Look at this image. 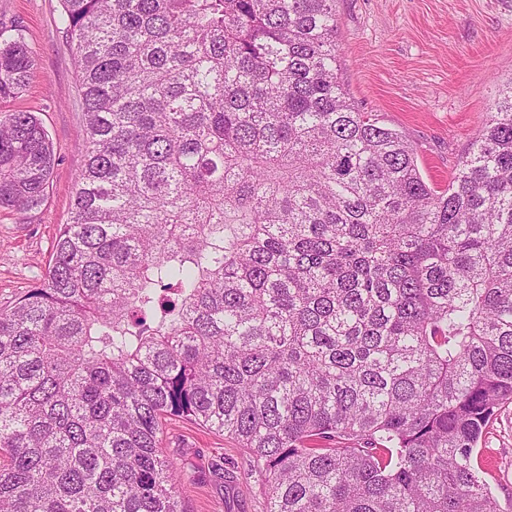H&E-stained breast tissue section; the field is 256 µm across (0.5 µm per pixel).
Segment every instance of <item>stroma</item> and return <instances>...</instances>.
I'll use <instances>...</instances> for the list:
<instances>
[{"label":"stroma","instance_id":"35a3bbf8","mask_svg":"<svg viewBox=\"0 0 512 512\" xmlns=\"http://www.w3.org/2000/svg\"><path fill=\"white\" fill-rule=\"evenodd\" d=\"M60 0H0V42L23 37L33 59L25 89L0 113H35L56 164L35 209H0V309L43 280L85 161L77 64ZM337 61L351 100L412 144L424 180L446 187L512 80V0H336ZM165 445L191 463L180 493L190 512H265L270 484L233 438L191 420L170 421ZM502 512H512V403L474 451ZM223 461V475L211 464Z\"/></svg>","mask_w":512,"mask_h":512}]
</instances>
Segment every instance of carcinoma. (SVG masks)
I'll use <instances>...</instances> for the list:
<instances>
[{"label":"carcinoma","mask_w":512,"mask_h":512,"mask_svg":"<svg viewBox=\"0 0 512 512\" xmlns=\"http://www.w3.org/2000/svg\"><path fill=\"white\" fill-rule=\"evenodd\" d=\"M86 117L43 281L0 310V512H187L168 421L235 438L265 512H499L512 85L448 183L352 102L336 0H61ZM33 63L0 43V98ZM56 157L0 117V208ZM474 458L502 512H512V403L502 405L490 419Z\"/></svg>","instance_id":"obj_1"}]
</instances>
